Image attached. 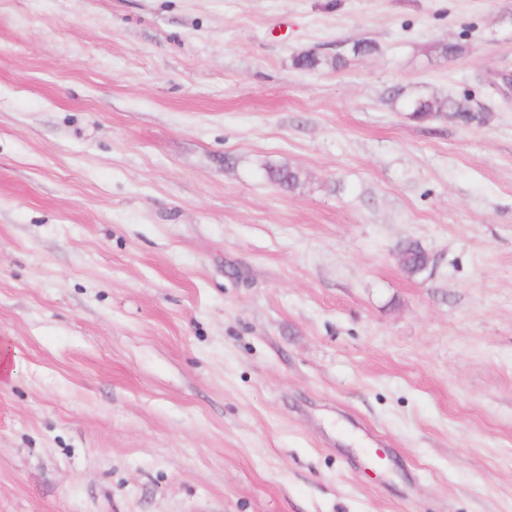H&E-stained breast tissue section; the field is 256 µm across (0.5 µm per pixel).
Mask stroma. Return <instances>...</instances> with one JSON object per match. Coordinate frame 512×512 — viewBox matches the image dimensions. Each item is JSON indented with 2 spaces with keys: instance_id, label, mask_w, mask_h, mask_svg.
<instances>
[{
  "instance_id": "1",
  "label": "stroma",
  "mask_w": 512,
  "mask_h": 512,
  "mask_svg": "<svg viewBox=\"0 0 512 512\" xmlns=\"http://www.w3.org/2000/svg\"><path fill=\"white\" fill-rule=\"evenodd\" d=\"M508 77L512 0H0V512H512ZM346 59L341 55L336 57L321 56L314 51H306L299 54L296 58V65L304 70H318L323 67L339 69L346 65ZM391 103L400 102V109L409 112L411 118L425 121L437 117L443 112L464 122L473 121L476 115L465 100L448 96L446 98H430L422 94L402 99L400 92H393Z\"/></svg>"
}]
</instances>
